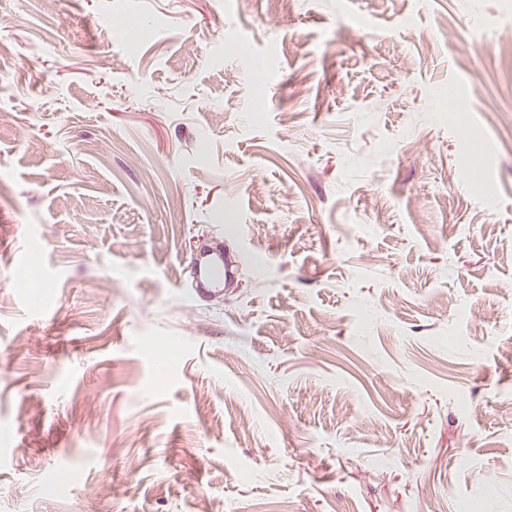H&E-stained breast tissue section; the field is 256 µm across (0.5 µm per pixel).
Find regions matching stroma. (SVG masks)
I'll use <instances>...</instances> for the list:
<instances>
[{
    "label": "stroma",
    "mask_w": 512,
    "mask_h": 512,
    "mask_svg": "<svg viewBox=\"0 0 512 512\" xmlns=\"http://www.w3.org/2000/svg\"><path fill=\"white\" fill-rule=\"evenodd\" d=\"M509 43L512 0H0V512H512ZM241 262L240 256L224 252V230L220 231L213 245L198 251L190 259L195 291L202 295L223 292L224 285L234 280Z\"/></svg>",
    "instance_id": "obj_1"
}]
</instances>
